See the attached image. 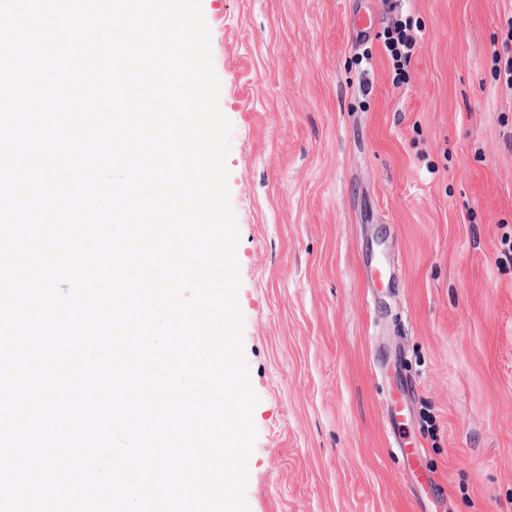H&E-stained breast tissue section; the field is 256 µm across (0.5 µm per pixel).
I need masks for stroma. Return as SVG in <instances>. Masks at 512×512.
<instances>
[{
	"instance_id": "35a3bbf8",
	"label": "stroma",
	"mask_w": 512,
	"mask_h": 512,
	"mask_svg": "<svg viewBox=\"0 0 512 512\" xmlns=\"http://www.w3.org/2000/svg\"><path fill=\"white\" fill-rule=\"evenodd\" d=\"M202 9L260 398L250 512H512V0ZM409 29L410 19L407 18L384 33L385 49L398 70H404V67L410 64L417 44L413 36L408 33Z\"/></svg>"
}]
</instances>
